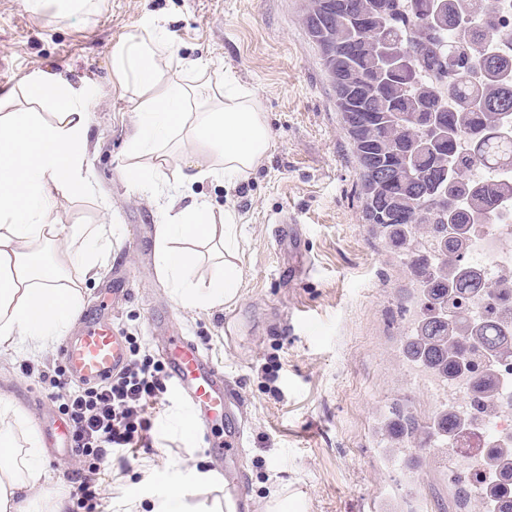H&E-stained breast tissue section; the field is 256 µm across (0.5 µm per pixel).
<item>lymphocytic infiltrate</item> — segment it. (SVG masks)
<instances>
[{"label": "lymphocytic infiltrate", "instance_id": "1", "mask_svg": "<svg viewBox=\"0 0 512 512\" xmlns=\"http://www.w3.org/2000/svg\"><path fill=\"white\" fill-rule=\"evenodd\" d=\"M23 373L35 372L23 362ZM162 367L150 356L130 351L123 370L100 384L85 387L61 370L36 371L57 388L59 409L71 428V441L80 465L67 474L78 512H97L98 477L113 451L137 447L152 428L148 408L158 404L168 385Z\"/></svg>", "mask_w": 512, "mask_h": 512}]
</instances>
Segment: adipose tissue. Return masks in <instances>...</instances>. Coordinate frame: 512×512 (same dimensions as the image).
<instances>
[{
	"label": "adipose tissue",
	"instance_id": "ef3b65f1",
	"mask_svg": "<svg viewBox=\"0 0 512 512\" xmlns=\"http://www.w3.org/2000/svg\"><path fill=\"white\" fill-rule=\"evenodd\" d=\"M172 37L153 28L112 54V76L128 93L135 121L127 133L121 171L148 192L176 157L166 146L179 140L195 156L198 176L232 185L260 166L272 141L258 94L212 80L203 60L190 62L189 78L173 76ZM28 107L13 108L14 91H0V347L32 352L49 348L70 327L83 303V286L95 279L112 246L108 224H61L62 200L93 189L85 169L91 98L50 73L24 81ZM48 101L53 121L34 104ZM166 215L156 227L155 255L176 304L216 310L240 297L238 226L233 212L215 214L203 198L170 186ZM215 262L208 279L196 277L198 245ZM77 266V278L66 275ZM41 441L29 418L0 396V512H36L35 491L46 473ZM149 512H222L178 487L149 499Z\"/></svg>",
	"mask_w": 512,
	"mask_h": 512
}]
</instances>
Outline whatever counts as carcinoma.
<instances>
[{
	"mask_svg": "<svg viewBox=\"0 0 512 512\" xmlns=\"http://www.w3.org/2000/svg\"><path fill=\"white\" fill-rule=\"evenodd\" d=\"M308 0L303 24L320 51L356 161L362 220L408 256L410 323L402 360L444 388L512 364V279L487 281L461 254L492 223L498 198L471 181L474 164L512 166V64L490 42L509 39L494 0ZM489 314L476 318L475 300ZM484 416L509 409L501 383L483 392ZM469 419L442 416L443 439ZM503 470L512 499V445L480 459Z\"/></svg>",
	"mask_w": 512,
	"mask_h": 512,
	"instance_id": "1",
	"label": "carcinoma"
}]
</instances>
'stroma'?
<instances>
[{
    "label": "stroma",
    "instance_id": "1",
    "mask_svg": "<svg viewBox=\"0 0 512 512\" xmlns=\"http://www.w3.org/2000/svg\"><path fill=\"white\" fill-rule=\"evenodd\" d=\"M307 0H92L79 13L29 0H0V89L20 87L38 71L57 74L92 95L87 109V169L94 194L75 193L60 206L63 224L112 226V250L99 279L88 283L83 312L99 310L112 278L124 297L109 303L114 327L158 355L154 317L202 342L212 362L235 381L246 410L244 464L252 512H263L275 487L306 502L307 512H368L374 491L396 512H459L439 461L425 472L386 465L374 426L379 411L409 406L419 424L437 409L435 390L396 356L406 312L408 277L397 254L372 237L350 142L317 46L302 24ZM162 26L173 35V74L190 61L210 62L211 78L257 90L273 141L266 161L236 187L213 178L185 184L215 213L231 210L240 226L244 269L241 299L220 310H187L169 296L155 257V226L165 197L147 200L119 171L135 120L112 79V51ZM297 224L295 245L276 238L278 220ZM238 325L224 334L225 317ZM0 349V394L31 418L57 414L38 376L58 364L57 350L33 357ZM191 411L168 390L153 428L129 454H115L100 476V512H127L126 492L160 491L164 481L190 483L213 471L198 440L180 422Z\"/></svg>",
    "mask_w": 512,
    "mask_h": 512
}]
</instances>
